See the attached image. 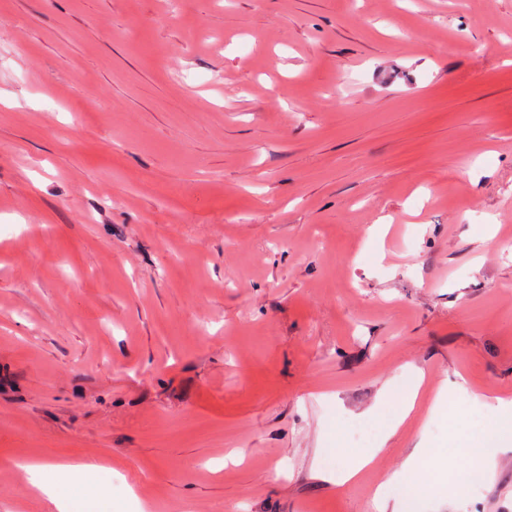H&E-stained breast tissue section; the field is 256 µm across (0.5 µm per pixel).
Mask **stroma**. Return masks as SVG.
<instances>
[{
  "label": "stroma",
  "instance_id": "1",
  "mask_svg": "<svg viewBox=\"0 0 512 512\" xmlns=\"http://www.w3.org/2000/svg\"><path fill=\"white\" fill-rule=\"evenodd\" d=\"M509 235L512 0H0V512H512ZM492 453L493 448L489 442L470 441L466 444L465 450L458 462H463L470 469L471 473L480 472L482 474ZM441 456L433 448L423 446L418 448L417 453L406 460L403 470L398 475L402 480L413 484L416 493H423L425 486L422 483L421 475L423 468L435 469Z\"/></svg>",
  "mask_w": 512,
  "mask_h": 512
}]
</instances>
